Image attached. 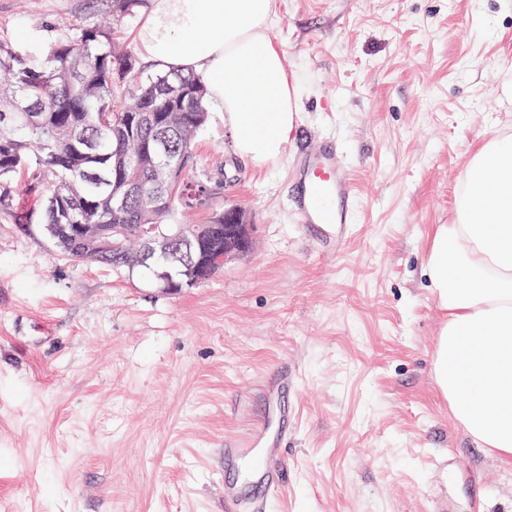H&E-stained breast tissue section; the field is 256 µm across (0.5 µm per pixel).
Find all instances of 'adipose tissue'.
Listing matches in <instances>:
<instances>
[{
	"instance_id": "1",
	"label": "adipose tissue",
	"mask_w": 512,
	"mask_h": 512,
	"mask_svg": "<svg viewBox=\"0 0 512 512\" xmlns=\"http://www.w3.org/2000/svg\"><path fill=\"white\" fill-rule=\"evenodd\" d=\"M273 0H154L138 31L147 63L201 78L238 153L280 158L295 91L265 31ZM444 313L434 379L458 424L512 460V135L483 139L461 180L451 223L432 230L423 262Z\"/></svg>"
}]
</instances>
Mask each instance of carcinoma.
Segmentation results:
<instances>
[{
    "instance_id": "obj_1",
    "label": "carcinoma",
    "mask_w": 512,
    "mask_h": 512,
    "mask_svg": "<svg viewBox=\"0 0 512 512\" xmlns=\"http://www.w3.org/2000/svg\"><path fill=\"white\" fill-rule=\"evenodd\" d=\"M146 0H105L96 20L66 39L40 44L32 37L22 46L0 42V208L16 224H30V210L13 205L8 180L28 175L26 192L34 204H44L38 231L65 259L94 261L127 269L125 254L140 248V224L168 229L180 212L196 209L187 202L204 188L221 193L224 177L192 178L195 139L207 124L209 112L203 81L194 75L152 71L136 66L131 53L116 48L109 19L135 18ZM169 85L187 91L184 101L169 99ZM136 112H175L189 131L167 143H155V132L127 128ZM179 162L176 194L166 209L153 210L139 199L113 207L112 196L132 184L152 188L153 164L162 151ZM142 154L137 167L117 171L124 154ZM84 224H125L119 247L98 254L96 234L81 231ZM157 283L188 288L192 274L174 263H151L142 268Z\"/></svg>"
}]
</instances>
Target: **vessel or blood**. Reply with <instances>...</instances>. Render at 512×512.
Wrapping results in <instances>:
<instances>
[{"instance_id": "vessel-or-blood-1", "label": "vessel or blood", "mask_w": 512, "mask_h": 512, "mask_svg": "<svg viewBox=\"0 0 512 512\" xmlns=\"http://www.w3.org/2000/svg\"><path fill=\"white\" fill-rule=\"evenodd\" d=\"M293 180V205L301 221L314 225L319 236L349 231L356 213L357 197L351 172L337 147L323 143L301 157ZM261 433L226 444L224 466L243 472L253 497L265 499L282 484L283 470L278 451L263 447Z\"/></svg>"}]
</instances>
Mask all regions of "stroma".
<instances>
[{
  "mask_svg": "<svg viewBox=\"0 0 512 512\" xmlns=\"http://www.w3.org/2000/svg\"><path fill=\"white\" fill-rule=\"evenodd\" d=\"M91 0H0V41L43 42ZM299 112L280 159L240 156L217 106L197 177L253 250L177 292L58 256L0 213V512H227L224 445L284 431L258 512H512V463L477 447L433 376L442 312L422 271L468 158L512 135V0H275ZM331 139L358 208L344 246L290 203ZM284 374L283 396L264 379Z\"/></svg>",
  "mask_w": 512,
  "mask_h": 512,
  "instance_id": "35a3bbf8",
  "label": "stroma"
}]
</instances>
